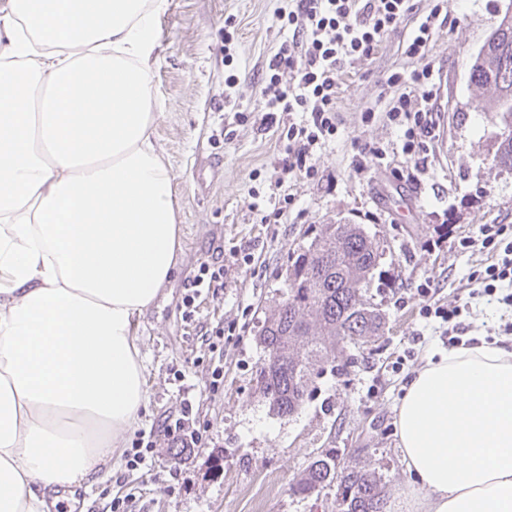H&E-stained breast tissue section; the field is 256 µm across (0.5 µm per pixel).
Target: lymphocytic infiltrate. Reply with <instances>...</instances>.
<instances>
[{"label": "lymphocytic infiltrate", "mask_w": 512, "mask_h": 512, "mask_svg": "<svg viewBox=\"0 0 512 512\" xmlns=\"http://www.w3.org/2000/svg\"><path fill=\"white\" fill-rule=\"evenodd\" d=\"M432 2L402 44L404 55L416 60L417 68L387 73L381 80L383 107L372 106L361 114L362 122L379 118L394 125L400 132L402 155L418 165L426 163L439 136L435 109L439 87L428 49L447 19L444 0ZM413 9L412 0H297L294 10L279 14L289 36L265 63L260 122L278 126V161L293 184L317 178L319 151L337 134V87L345 66L374 57L384 36L397 29ZM458 245L491 254L492 263L476 278L479 291L512 306V225H478ZM185 288L182 316L189 319L202 295L215 299L223 295V262L201 261L187 277ZM419 292L427 299L421 317L443 326L448 346L459 345L465 331L461 307L435 302L437 289L432 280L421 283ZM205 432L192 402L182 400L178 414L166 415L158 432L138 434L127 453V464L132 468L145 464L163 444L199 447Z\"/></svg>", "instance_id": "f902f5d3"}]
</instances>
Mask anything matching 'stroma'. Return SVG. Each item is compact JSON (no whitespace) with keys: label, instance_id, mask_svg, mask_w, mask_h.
I'll list each match as a JSON object with an SVG mask.
<instances>
[{"label":"stroma","instance_id":"35a3bbf8","mask_svg":"<svg viewBox=\"0 0 512 512\" xmlns=\"http://www.w3.org/2000/svg\"><path fill=\"white\" fill-rule=\"evenodd\" d=\"M289 0H167L152 91L160 104L155 135L174 176L181 227L179 270L137 319L149 402L111 462L84 484L81 512H112V500L134 494L133 512H338L336 486L309 497L290 486L319 454L338 466L380 477L385 512H404L412 477L399 453L394 420L404 387L431 355L446 352L436 323L420 317L418 285L438 282L442 303L468 305L471 338L512 344V307L471 296L468 278L485 255L456 240L480 224H512V174L492 164L499 115L477 109L468 85L471 59L512 0H445L448 24L429 46L439 86L440 137L425 170L401 177L404 157L357 176L362 147L400 144L385 122L362 124L388 71L412 68L401 42L413 20L383 39L378 54L351 65L338 85V133L322 149L316 180L297 188L279 223H262L271 194L286 177L276 165V134L254 118L263 103L265 60L284 40L278 15ZM232 42H225V30ZM359 224L384 248L364 298L384 315L382 336L346 345L338 370L315 376L292 419L272 412L256 378L265 354L256 342L263 320L281 302L290 257L324 224ZM251 253L244 265L230 250ZM224 259L221 301L202 296L193 321L182 318L184 284L203 260ZM224 328V385L211 392L206 334ZM422 343H414L415 333ZM415 358L393 364L404 349ZM190 399L207 425L201 447L184 458L161 451L154 468H130L124 452L137 432L158 427Z\"/></svg>","mask_w":512,"mask_h":512}]
</instances>
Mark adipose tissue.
Returning <instances> with one entry per match:
<instances>
[{
	"mask_svg": "<svg viewBox=\"0 0 512 512\" xmlns=\"http://www.w3.org/2000/svg\"><path fill=\"white\" fill-rule=\"evenodd\" d=\"M167 0H0V512H50L148 402L135 319L177 268L154 142ZM412 512H512V351L428 360L397 408Z\"/></svg>",
	"mask_w": 512,
	"mask_h": 512,
	"instance_id": "adipose-tissue-1",
	"label": "adipose tissue"
}]
</instances>
